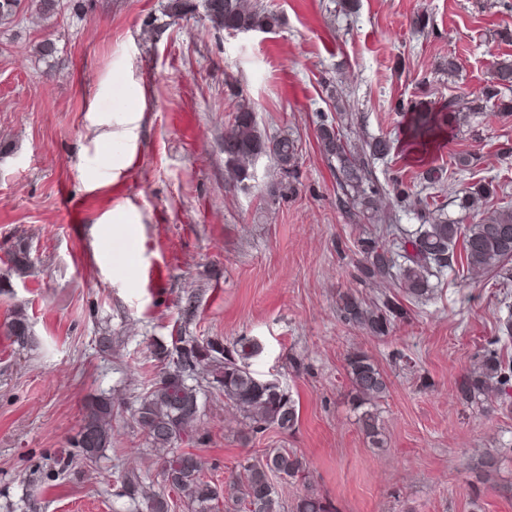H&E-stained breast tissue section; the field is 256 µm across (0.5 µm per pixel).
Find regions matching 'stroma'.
<instances>
[{"instance_id": "1", "label": "stroma", "mask_w": 512, "mask_h": 512, "mask_svg": "<svg viewBox=\"0 0 512 512\" xmlns=\"http://www.w3.org/2000/svg\"><path fill=\"white\" fill-rule=\"evenodd\" d=\"M262 3L276 24L236 35L162 16L160 0H61L46 21L22 4L0 24V275L16 244L32 261L0 285V326L17 308L31 325L25 346L0 329V512H131L115 481L125 469L157 490L158 455L129 410L161 368L152 343L182 327L257 343L253 369L279 378L298 412L291 431L243 441L239 414L206 391L190 448L221 488L243 480L239 462L287 448L309 478L276 481L282 512L309 491L329 512H512V401L456 392L512 314V280L444 274L385 337L345 322L344 295L391 286L358 278L355 243L372 223L352 216L317 138L336 122L354 142L389 139L370 163L378 182L402 180L459 223L476 217L423 181L427 167L450 189L493 183L487 207L512 203V115L480 99L493 62L512 58V0ZM243 99L263 136L295 141V167L263 156L250 180H229L224 129ZM424 113L444 124L411 139ZM353 350L390 381L381 448L356 424ZM101 394L124 410L87 464L72 441ZM488 454L499 463L484 475Z\"/></svg>"}]
</instances>
